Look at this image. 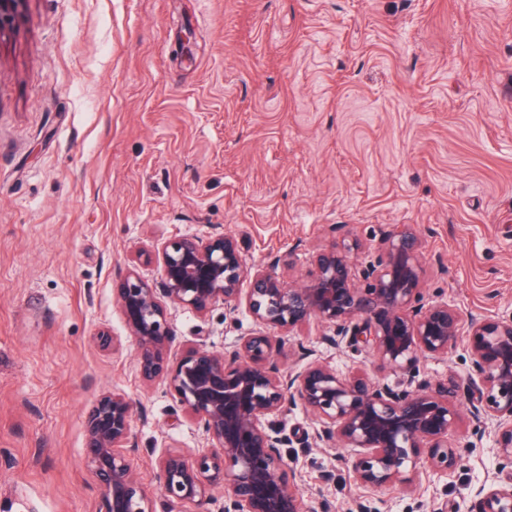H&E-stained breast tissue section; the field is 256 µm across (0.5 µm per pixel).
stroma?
<instances>
[{
    "label": "stroma",
    "mask_w": 512,
    "mask_h": 512,
    "mask_svg": "<svg viewBox=\"0 0 512 512\" xmlns=\"http://www.w3.org/2000/svg\"><path fill=\"white\" fill-rule=\"evenodd\" d=\"M0 39V512H101L82 467L85 415L135 405L134 463L200 448L201 429L145 384L116 290L157 241L224 227L247 265L290 283L344 237L376 255L415 225L424 302L512 312V0H19ZM173 356L233 352L246 310L168 307ZM106 331L114 348L95 341ZM310 320L284 338L402 388L363 347ZM314 512H471L493 438L468 419L449 475L358 485L300 407L272 419Z\"/></svg>",
    "instance_id": "1"
}]
</instances>
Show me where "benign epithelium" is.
Returning <instances> with one entry per match:
<instances>
[{"label":"benign epithelium","mask_w":512,"mask_h":512,"mask_svg":"<svg viewBox=\"0 0 512 512\" xmlns=\"http://www.w3.org/2000/svg\"><path fill=\"white\" fill-rule=\"evenodd\" d=\"M15 2L0 0V38L15 26ZM380 248L382 256L357 271L360 243L344 238L312 255L306 281L287 284L272 270L248 269L239 240L216 228L205 238L160 242L159 281L128 272L117 298L140 376L163 379L207 441L191 454L169 449L159 457L165 503L204 506L219 490L224 512H306L283 440L267 421L300 404L319 425L317 440L350 449L358 484L402 491L415 487L422 463L455 471L462 451L448 444V432L466 411L477 436L493 435L500 464L475 490L472 512H512V317L465 318L452 297L423 304L422 242L412 226L384 235ZM219 303L245 307L258 329L229 356L202 339L168 367L167 306L203 315ZM312 318L333 328L324 341L363 344L380 368L415 388L394 390L361 371L343 375L310 351L282 373L283 338L269 329L292 333ZM459 339L473 373L416 382L420 358L444 356ZM133 414V403L112 392L86 416L82 464L103 487L104 512H157L132 464Z\"/></svg>","instance_id":"7a95c632"}]
</instances>
